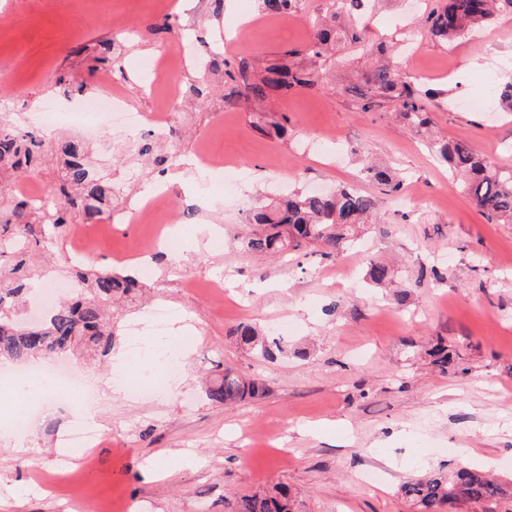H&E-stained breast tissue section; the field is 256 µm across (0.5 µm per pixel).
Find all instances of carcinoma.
<instances>
[{
  "label": "carcinoma",
  "instance_id": "obj_1",
  "mask_svg": "<svg viewBox=\"0 0 512 512\" xmlns=\"http://www.w3.org/2000/svg\"><path fill=\"white\" fill-rule=\"evenodd\" d=\"M268 15L288 17L299 0H259ZM367 0H333L334 9L315 20L316 32L307 46V54L316 59L327 55L336 42H346L363 56L372 55L365 31L359 26L356 11ZM430 11L431 33L451 40L470 34L489 23L496 10L512 11V0H440ZM252 66L241 58L234 67L235 77L256 100L266 90L288 92L311 89L320 75L281 61L269 64L264 75L252 78ZM429 96L399 79L385 65L373 69L367 89L359 93V108L371 112L384 104H393L405 122L418 134L431 126L424 98ZM430 147L448 165L449 171L464 179V191L476 207L495 222L512 224V171L493 166L463 140L432 141ZM56 152L63 160V174L57 189L45 197L57 201L52 208L36 204L28 195L0 202V254L12 255V264L0 272V358L24 363L35 355H63L83 349L90 355H108L116 336L112 315L107 307L119 299L136 293L138 281L131 275L113 271L80 272L76 281L81 288L73 301L48 310L43 321L22 324L13 311L30 290L33 270L30 265L31 245L48 249L53 238L48 228H60L77 219L94 224L110 215L112 183L97 171L80 141L54 142L39 133L0 125V180L19 178L22 172L41 158ZM366 177L383 185L390 193L402 190V180L386 169L368 167ZM377 219L375 201L356 190L339 186L331 192H298L276 203L261 207L247 216V223L262 227L245 240L246 248L257 254H280L297 251L308 245L321 247V254L335 257L353 246L360 229ZM367 277L381 286L391 282V267L371 261ZM241 347L264 361L274 362L288 354V341L282 336L263 334L244 324L236 328ZM426 354L441 372L461 371V355L442 342L433 344ZM219 373L206 389L207 399L214 405L233 406L264 392L263 382L246 376L223 363L215 365ZM401 496L415 512H443L447 505L481 503L485 512H496L498 502L511 498L508 486L485 472L460 467L453 473H427L405 482ZM233 512H295V500L284 486H274L263 493L238 498Z\"/></svg>",
  "mask_w": 512,
  "mask_h": 512
}]
</instances>
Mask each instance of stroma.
Wrapping results in <instances>:
<instances>
[{"mask_svg": "<svg viewBox=\"0 0 512 512\" xmlns=\"http://www.w3.org/2000/svg\"><path fill=\"white\" fill-rule=\"evenodd\" d=\"M329 8L330 0H305L297 14L270 18L258 0L220 8L214 0H0L1 124L23 126L46 100L73 111L111 86L131 110L170 115L176 127L154 154L166 160L159 205L179 246L153 260L139 303L115 307L111 355L67 364L110 378L128 358L130 321L156 305L173 310L177 335L194 338L164 396L113 395L88 452L63 447L66 408L43 411L20 442L0 440V512H73L70 471L87 488L82 512L101 501L120 512H230L239 497L275 484L292 491L297 512H413L398 488L428 472L479 466L512 481V224L489 222L394 108L360 111L354 89L372 65L349 45L336 44L316 88L261 102L226 73L242 56L257 76L284 57L315 69L306 48L314 18ZM361 22L391 69L430 91L434 136L467 140L512 171V104L496 90L512 77V12L446 43L411 0H380ZM186 39L209 67L188 60L176 82L152 80L148 63ZM106 42L110 63L100 59ZM468 98L488 106L460 108ZM276 122L286 136L275 134ZM51 135L91 141L115 188L90 267L139 269L134 254L157 230L125 215L157 180L153 164L113 124ZM201 151L244 163L248 179L222 197L196 196ZM367 162L400 173L402 193L364 179ZM59 177L57 162L45 159L20 181L0 183V198L45 193ZM338 185L376 201L361 251L326 259L310 246L279 258L245 248L250 211L297 189ZM203 224L217 225V238L202 237ZM73 230L64 225L52 249L36 253L39 282L69 278ZM370 260L394 267L410 292L406 305L366 282ZM188 274L205 287H182ZM211 279L224 293L208 287ZM279 317L291 324L290 344L312 346L309 356L269 363L241 349L239 324L269 329ZM439 340L459 350L464 373H441L424 357ZM217 361L263 379L265 394L229 409L211 405L204 380ZM174 455L185 464L171 466Z\"/></svg>", "mask_w": 512, "mask_h": 512, "instance_id": "1", "label": "stroma"}]
</instances>
